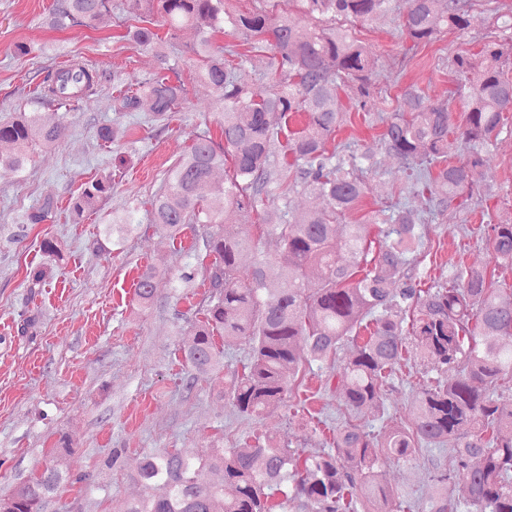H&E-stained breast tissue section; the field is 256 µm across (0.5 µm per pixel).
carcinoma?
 <instances>
[{
  "label": "carcinoma",
  "instance_id": "carcinoma-1",
  "mask_svg": "<svg viewBox=\"0 0 512 512\" xmlns=\"http://www.w3.org/2000/svg\"><path fill=\"white\" fill-rule=\"evenodd\" d=\"M229 2L122 0L121 38L152 49L159 72L135 87L115 85L114 111L139 112L147 101L153 118L162 121L185 103L187 87L170 78L178 63L166 51L185 27L199 36L184 48L201 61L195 78L224 103L221 140L203 136L193 143L151 201V223L172 241L187 227H201L199 241L212 257L204 319L181 348L187 388L223 365L224 345L244 342L249 357L234 373L228 396L240 414L260 416L286 406L301 372L353 343L356 354L336 378L345 421L332 448L318 455L270 438L196 456L168 448L146 453L135 480L159 485L164 494L127 500L118 512H274L277 494L304 512H397L382 469L418 461L444 487L429 512H512V409L493 399L502 383L512 381V301L501 300L486 267L461 265L448 284L421 287L410 259L421 234L408 209L382 219L387 228L375 236L368 224L346 222L366 193L359 173L376 162L367 152L345 157L332 148L341 125L336 99L343 87L355 85V107L370 113L376 59L336 21L365 25L389 12L391 0H296L298 19L276 14L274 0H261L248 12L231 10ZM110 16L112 0H56L48 25L64 31ZM474 21L472 0H411L400 27L406 39L428 44L443 30H466ZM227 32L255 53L274 51L271 65L279 78L265 93L238 83L224 46L215 43ZM449 65L456 84L448 100L433 101L423 89L408 87L402 95L408 111L393 113L379 135L385 151L415 173L411 191L428 195L433 215L473 198L472 171L512 112V77L505 72L512 70L511 47L486 42L455 54ZM101 78L98 68L71 62L44 75L36 99L45 105L78 102L97 91ZM297 114L305 122L293 129L289 120ZM56 132L54 112H22L1 123L0 142L14 151L0 154V174L21 171L33 145H52ZM451 132L468 145L455 162L448 160ZM218 168L224 169L222 187L211 182ZM113 181L110 172L93 179L73 199L71 212L81 217L96 211L112 195ZM298 186L316 193L323 206L286 224L257 225L282 243V280L267 281L259 261L242 280L249 238L226 225L242 223L258 206L286 199ZM55 208L54 197L43 198L30 223H42ZM139 226L126 210L112 214L103 233L119 245ZM484 233L492 263L512 267V224L489 222ZM161 278L153 267L140 274L136 296L142 306L152 304ZM409 340L436 377L413 398V424L386 419L379 439L359 420L367 410L385 419V388ZM428 445L452 448L455 469L427 456ZM204 467L221 479L199 483L196 473ZM68 480L52 456L38 477L0 498V512H46Z\"/></svg>",
  "mask_w": 512,
  "mask_h": 512
}]
</instances>
